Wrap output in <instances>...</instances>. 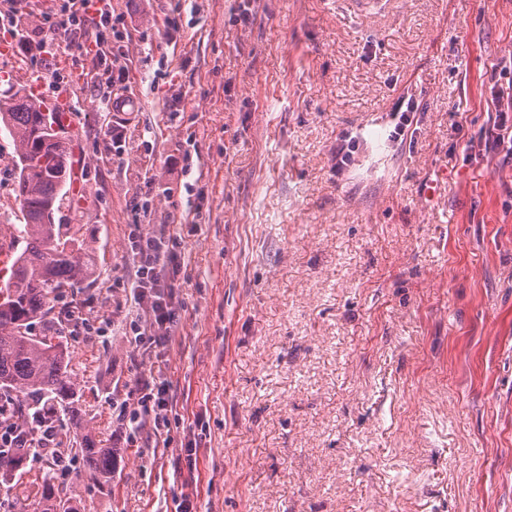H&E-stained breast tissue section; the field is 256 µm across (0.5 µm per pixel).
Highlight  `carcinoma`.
Here are the masks:
<instances>
[{
  "label": "carcinoma",
  "mask_w": 512,
  "mask_h": 512,
  "mask_svg": "<svg viewBox=\"0 0 512 512\" xmlns=\"http://www.w3.org/2000/svg\"><path fill=\"white\" fill-rule=\"evenodd\" d=\"M43 110L39 100L20 88L0 97V123L8 129L16 153L15 200L22 215L19 239L25 243L13 260L10 274L0 282V395L14 394L21 402L10 408L20 424L35 421L39 405L58 406L66 412L73 431L76 457L83 471L102 487H109L115 453L84 426L76 383L69 372V350L59 329L46 320L50 303L64 288H74L89 278L94 256L73 224H45L40 214L48 203L60 209L66 194L58 188L59 169L73 167L71 142H61L53 157L41 164L39 130ZM43 325L42 333L33 326ZM43 512H77L58 498L54 485L42 484Z\"/></svg>",
  "instance_id": "carcinoma-1"
}]
</instances>
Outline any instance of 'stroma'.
<instances>
[{
	"mask_svg": "<svg viewBox=\"0 0 512 512\" xmlns=\"http://www.w3.org/2000/svg\"><path fill=\"white\" fill-rule=\"evenodd\" d=\"M241 1L186 0L170 31L177 0H112L102 59L42 60L49 10L0 13V93L67 80L83 198L54 221L96 269L51 316L118 450L107 490L28 455L0 512H41L46 478L78 512H175L192 439L197 512H512V161L489 147L512 0H245L247 25ZM141 224L181 242L150 349ZM150 374L177 400L165 448L118 437Z\"/></svg>",
	"mask_w": 512,
	"mask_h": 512,
	"instance_id": "stroma-1",
	"label": "stroma"
}]
</instances>
